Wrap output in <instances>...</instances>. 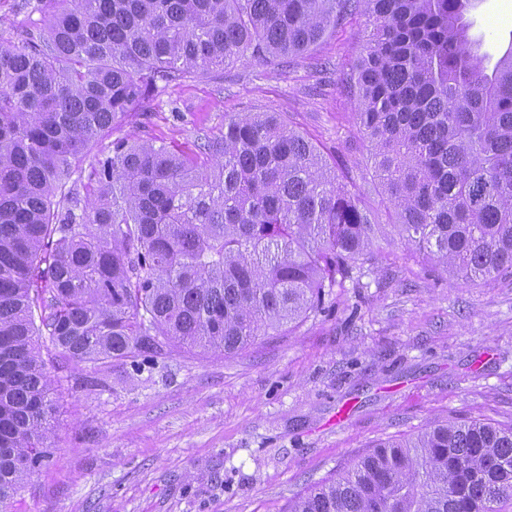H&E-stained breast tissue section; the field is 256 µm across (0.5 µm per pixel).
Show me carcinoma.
Listing matches in <instances>:
<instances>
[{
  "label": "carcinoma",
  "instance_id": "obj_1",
  "mask_svg": "<svg viewBox=\"0 0 512 512\" xmlns=\"http://www.w3.org/2000/svg\"><path fill=\"white\" fill-rule=\"evenodd\" d=\"M0 37V507L48 459L40 327L76 363L233 354L316 312L384 225L279 112L224 114L197 151L142 141L73 165L186 74L292 67L357 14L356 117L394 231L465 281L512 276V47L487 72L471 0H56ZM512 426L382 442L288 512H500Z\"/></svg>",
  "mask_w": 512,
  "mask_h": 512
}]
</instances>
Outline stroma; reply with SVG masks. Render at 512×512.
Returning a JSON list of instances; mask_svg holds the SVG:
<instances>
[{
  "mask_svg": "<svg viewBox=\"0 0 512 512\" xmlns=\"http://www.w3.org/2000/svg\"><path fill=\"white\" fill-rule=\"evenodd\" d=\"M53 9L0 0V36ZM468 18L494 67L512 46V0H474ZM367 33L359 14L290 69L242 59L190 74L95 148L155 139L190 151L223 131L225 113L280 112L382 208L346 89ZM374 250L323 311L229 356L178 347L139 367L84 365L40 337L50 459L6 512H286L378 443L446 419L512 424V277L462 281L393 234Z\"/></svg>",
  "mask_w": 512,
  "mask_h": 512,
  "instance_id": "obj_1",
  "label": "stroma"
}]
</instances>
